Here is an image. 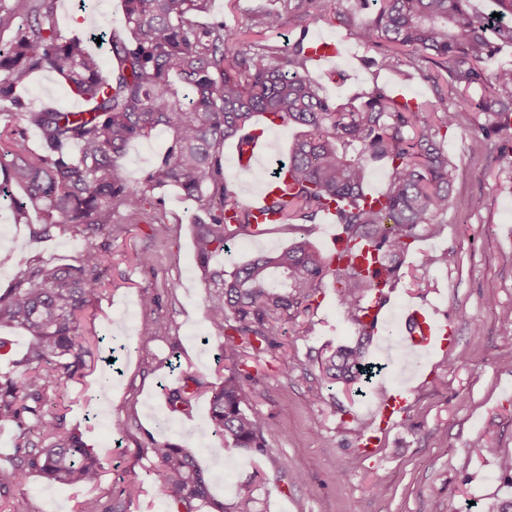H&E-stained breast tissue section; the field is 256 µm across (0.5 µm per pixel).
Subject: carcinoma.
<instances>
[{
	"label": "carcinoma",
	"instance_id": "1",
	"mask_svg": "<svg viewBox=\"0 0 512 512\" xmlns=\"http://www.w3.org/2000/svg\"><path fill=\"white\" fill-rule=\"evenodd\" d=\"M130 37L108 38L109 74L86 41L61 34L57 0H0V208L17 224L31 223L33 237L61 232L95 237L114 224L164 223L161 202L151 193L164 186L181 190L205 217L196 218L194 245L208 292L206 313L222 339L219 360L228 361L224 382L211 390L213 439L209 451L268 453L266 419L250 408L248 359L280 347V323L312 309L318 285L328 275L340 285L341 306L361 336L365 291L374 289L369 270L354 258L364 245L378 251L387 282H396L403 258L422 226L437 229L448 213L451 176L439 139L472 102L487 117L470 141L474 154L493 141L512 140V66L488 61L512 46V0H491L489 11L470 0H356L355 10H336L333 19L356 32L367 49H387L367 63L379 70L418 69L435 61L424 77L446 86L438 101L398 100L374 86L334 104L308 70L314 44L303 28L286 55L256 41L243 48L247 31L222 21L201 24L209 0H123ZM292 0L257 18L255 35L281 25L283 13L300 8ZM500 17H492V14ZM60 74L68 91L89 102L86 113L30 107L18 94L34 72ZM23 116L25 125L14 122ZM257 114L277 126L303 128L288 160L271 172L265 211L298 238L273 253H260L230 272L209 266L228 251V242L259 231L251 205L234 191L239 172L224 167V141L241 138ZM39 129L33 150L25 127ZM168 129L171 141L141 182H129L117 160L128 143ZM79 147V154L70 147ZM383 161L389 177L378 197L366 198L369 165ZM334 212L344 248L323 255L307 239L308 225L323 211ZM106 245L87 244L78 263L52 268L32 264L0 294V327L26 331L31 343L13 369L0 376V425L15 428L13 451L0 457V494L12 493L9 512H39L24 492L36 471L50 482L94 487L101 461L82 437L63 431L65 416L47 408L50 393L83 374L90 349L79 328L92 316L105 290ZM324 380L346 388L370 380L371 365L361 345L325 352ZM199 381L185 374L166 388L172 409L187 410ZM156 475L157 494L177 512H257L255 487H239L231 503L209 497L197 461L178 445L154 439L144 446Z\"/></svg>",
	"mask_w": 512,
	"mask_h": 512
}]
</instances>
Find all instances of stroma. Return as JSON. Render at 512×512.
Segmentation results:
<instances>
[{"mask_svg":"<svg viewBox=\"0 0 512 512\" xmlns=\"http://www.w3.org/2000/svg\"><path fill=\"white\" fill-rule=\"evenodd\" d=\"M93 12L79 0H58L57 23L62 35L90 37L100 28L127 36L122 0H96ZM272 0H211L207 20L250 28L258 11ZM349 0H306L288 12L280 28L261 36L263 45L287 53L302 26L311 35L336 38L346 52L337 68L345 79L325 84L334 101L379 85L400 88L403 95L435 100L430 82L415 76L409 81L366 65V48L356 35L321 18V11L348 7ZM34 106L65 108L75 103L56 73L39 71L21 90ZM485 117L476 107L463 112L449 131L443 148L454 170L448 213L439 232H420L393 286L390 308L413 302L434 307L439 319L455 330V344L423 361L408 382L407 410L398 426L380 442L372 457L355 446L358 430L368 428L370 414L382 394L398 386L400 359L386 361L378 343L365 345L366 358L382 363L373 393L357 396L336 387L325 391L318 405H310L309 391L323 385L318 363L321 353L356 344V328L344 312L333 277H325L316 303L305 321L282 324V348L261 355L251 372L252 407L267 419L270 452L254 456L241 451L221 457L208 451L211 422L207 389L224 380L223 367L214 362L218 339L210 338L206 288L193 247L195 207L172 186L156 190L168 213L165 224L124 225L110 239L105 291L94 305V317L81 325L90 337L91 355L82 377L65 382L51 396L52 409L65 412V426L82 433L100 458L104 473L94 489H79L32 476L26 486L40 512H80L83 502L111 496L121 512H172L158 497L155 475L142 453L146 438L171 442L190 451L209 481L213 498L226 503L240 484L261 473L256 490L261 512H495L512 499V484L499 471V458L512 456V153L492 145L471 154L470 139ZM170 142L161 129L147 140L132 142L119 164L129 181L143 180ZM481 200L472 209V200ZM294 235L270 224L255 235L231 241L230 253L211 264L231 270L258 253L279 250ZM86 239L71 232L53 239H33L30 225L10 221L0 210V291L32 261L49 266L77 263ZM155 253L153 267L136 264L141 251ZM452 251L456 262L436 265L413 286L410 272L422 253ZM161 296V306L140 305L142 290ZM169 322V335L140 336L144 322ZM179 356L181 369L205 387L189 411L171 410L163 388L173 385L168 362ZM106 385V408L92 393ZM125 423L122 437H114V419ZM493 442L499 453L477 456L475 438ZM381 484L385 495L373 487Z\"/></svg>","mask_w":512,"mask_h":512,"instance_id":"35a3bbf8","label":"stroma"}]
</instances>
